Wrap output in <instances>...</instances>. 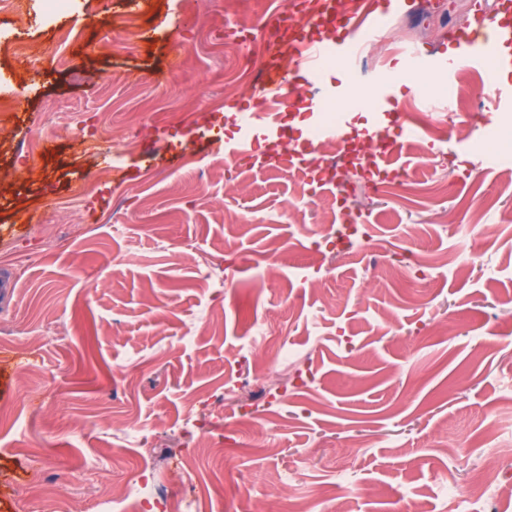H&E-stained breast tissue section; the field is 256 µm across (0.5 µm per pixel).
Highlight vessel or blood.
<instances>
[{
	"label": "vessel or blood",
	"instance_id": "obj_1",
	"mask_svg": "<svg viewBox=\"0 0 512 512\" xmlns=\"http://www.w3.org/2000/svg\"><path fill=\"white\" fill-rule=\"evenodd\" d=\"M405 6L406 0H358L353 7L342 5L341 0H289L286 11L290 24L285 44L288 65L280 67L274 56H267L261 72V92L224 118L226 124L238 129L237 138L225 140V155H251L259 165L284 159L305 168L318 186H326L330 178L325 168L311 164L309 155L322 140L350 150L348 118L340 117L333 125L319 120L312 122L303 146L293 147L285 154L271 151L261 155L255 151L256 142L269 139L274 133L270 105L287 97L297 76L314 90L308 105L310 111H319L333 100L350 101V89L322 81L323 70L332 61L348 69L354 68L364 49L379 37L393 15L403 12ZM464 64L487 72L497 111L511 112L512 84L503 82L502 77L512 73V0H497L494 9L489 11L477 7L473 21L459 30L452 48L422 50L414 46L406 50L402 71L408 76L433 75L448 84ZM397 87L396 80L377 79L372 83L365 103L373 121L364 133L355 165L372 179L386 167L387 152L379 150V142L389 141V152L397 153L404 140L416 137L420 132L419 127L407 121L404 113L395 110L393 99Z\"/></svg>",
	"mask_w": 512,
	"mask_h": 512
}]
</instances>
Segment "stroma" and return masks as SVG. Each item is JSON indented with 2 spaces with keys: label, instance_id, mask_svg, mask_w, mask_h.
Here are the masks:
<instances>
[{
  "label": "stroma",
  "instance_id": "stroma-1",
  "mask_svg": "<svg viewBox=\"0 0 512 512\" xmlns=\"http://www.w3.org/2000/svg\"><path fill=\"white\" fill-rule=\"evenodd\" d=\"M15 0L0 14V512H95L149 464L178 492L173 449L194 453L211 496L236 512L242 487L273 512H462L460 483L499 464L483 512H512V112L482 122V71L430 96L462 98L443 128L412 94L419 152L379 184L305 195L285 166L224 171V106L249 99L261 22L281 0ZM475 0H408L364 52L362 87L395 72L407 44L435 47ZM69 33L61 43V33ZM111 50H103V41ZM71 114L56 131L45 108ZM474 142L466 160L459 137ZM95 183L84 194V183ZM354 208L368 247L337 248L328 216ZM60 224L52 250L45 227ZM493 225L491 244L457 225ZM139 429L126 434L128 425ZM236 449L232 461L201 440ZM329 495L316 496L320 484Z\"/></svg>",
  "mask_w": 512,
  "mask_h": 512
}]
</instances>
